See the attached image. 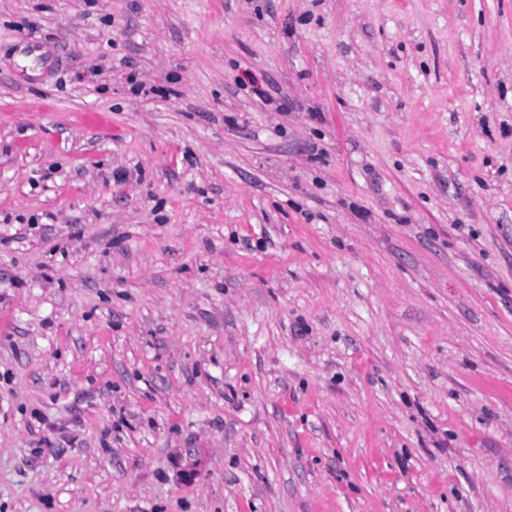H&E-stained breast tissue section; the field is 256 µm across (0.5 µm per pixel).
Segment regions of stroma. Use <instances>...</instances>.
<instances>
[{"label":"stroma","mask_w":512,"mask_h":512,"mask_svg":"<svg viewBox=\"0 0 512 512\" xmlns=\"http://www.w3.org/2000/svg\"><path fill=\"white\" fill-rule=\"evenodd\" d=\"M0 512H512V0H0Z\"/></svg>","instance_id":"35a3bbf8"}]
</instances>
